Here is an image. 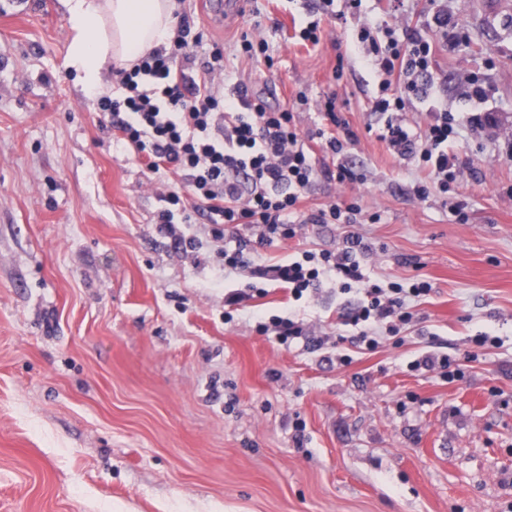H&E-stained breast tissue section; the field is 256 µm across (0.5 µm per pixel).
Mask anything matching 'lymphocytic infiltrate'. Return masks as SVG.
I'll list each match as a JSON object with an SVG mask.
<instances>
[{"label": "lymphocytic infiltrate", "mask_w": 512, "mask_h": 512, "mask_svg": "<svg viewBox=\"0 0 512 512\" xmlns=\"http://www.w3.org/2000/svg\"><path fill=\"white\" fill-rule=\"evenodd\" d=\"M357 41L380 78L372 105L386 117L379 139L400 158H419L426 188L447 193L456 178V158L447 150L456 135L455 117L434 113L417 133L392 118L412 99L424 97L433 83V42L416 28L401 32L371 23L359 28ZM200 44L189 16L180 15L169 47L122 70L120 96H99L93 104L114 118L117 145L133 150L148 170L169 169L185 177L209 223L246 225L261 243L293 237L300 203L319 176L316 150L335 159L331 177L353 180L352 168L338 157L354 136L339 120L330 96L321 126L302 134L292 111L267 107L247 83L225 71L222 49L198 58ZM365 251L354 236L341 252L306 251L301 259L270 266L265 275L297 300L333 277L345 288L364 284L363 302L347 322L358 327L360 340L372 349L377 345L370 335L373 326L384 325L398 335L413 318L411 299L426 295L431 286L422 281L385 289L367 283L360 263Z\"/></svg>", "instance_id": "f902f5d3"}]
</instances>
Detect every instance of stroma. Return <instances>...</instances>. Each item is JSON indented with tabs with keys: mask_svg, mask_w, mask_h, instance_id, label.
Returning a JSON list of instances; mask_svg holds the SVG:
<instances>
[{
	"mask_svg": "<svg viewBox=\"0 0 512 512\" xmlns=\"http://www.w3.org/2000/svg\"><path fill=\"white\" fill-rule=\"evenodd\" d=\"M317 0H251L232 23L207 0L181 5L224 64L268 106L294 102L303 133L319 104L356 140L345 158L361 180L318 179L301 209L355 202L358 224H300L255 243L234 231L248 268L224 267V240L202 215L183 243L157 226L172 171L150 172L117 147L82 76L59 0H0V512H512V0H387L391 25L444 10L430 31L431 95L461 124L447 193L414 192L418 160L393 156L374 131L379 77L346 20H320ZM269 45L273 65L238 51ZM485 89L466 100L465 78ZM463 210H456V203ZM370 249V282L410 287L400 336L359 348L341 316L363 297L323 282L303 299L261 278L303 251H336L349 233ZM254 283L263 295L228 307ZM303 322L279 344L273 315ZM488 332L497 345L474 352ZM448 357L463 376L413 361Z\"/></svg>",
	"mask_w": 512,
	"mask_h": 512,
	"instance_id": "35a3bbf8",
	"label": "stroma"
}]
</instances>
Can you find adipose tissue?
<instances>
[{"mask_svg":"<svg viewBox=\"0 0 512 512\" xmlns=\"http://www.w3.org/2000/svg\"><path fill=\"white\" fill-rule=\"evenodd\" d=\"M72 40L66 65L90 90L102 84L106 61L128 68L167 44L176 24L174 0H60Z\"/></svg>","mask_w":512,"mask_h":512,"instance_id":"obj_1","label":"adipose tissue"}]
</instances>
